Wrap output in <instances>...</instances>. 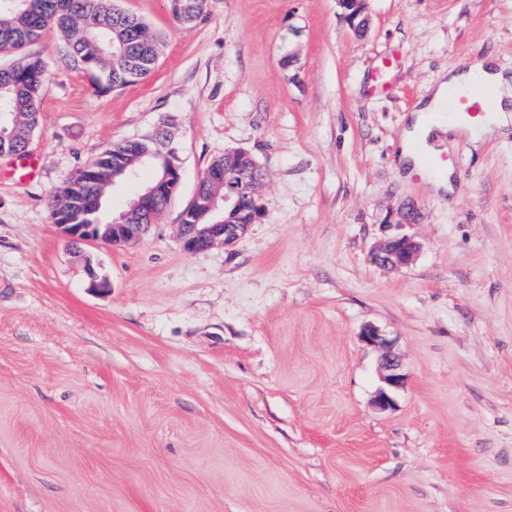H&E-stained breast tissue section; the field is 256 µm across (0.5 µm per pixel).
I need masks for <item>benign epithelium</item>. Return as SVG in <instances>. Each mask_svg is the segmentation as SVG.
<instances>
[{
    "label": "benign epithelium",
    "instance_id": "obj_1",
    "mask_svg": "<svg viewBox=\"0 0 512 512\" xmlns=\"http://www.w3.org/2000/svg\"><path fill=\"white\" fill-rule=\"evenodd\" d=\"M346 10V17L352 26L363 29L367 25L365 16V0H338ZM131 153L146 162L161 160L162 175L156 179L140 198L144 210L152 209L154 202L163 196L175 195L182 183V166L177 150L170 146V135L162 127L156 129L153 139L154 148L149 150L139 146L137 140H131ZM136 171L129 168L125 155L112 157V177L120 176L130 179ZM209 180L224 184V197L208 196L200 191L184 210L179 225L180 241L187 253L206 251L216 244H222L231 249L247 233L249 224H244L241 218L251 215L250 224L260 219L263 212L264 180L256 181L248 186L239 180L237 169L226 166L210 172ZM224 213V217L212 224H202L200 220L207 214ZM149 228L147 224H127L123 219L112 221L110 224H59L57 229L66 241L76 244L103 243L112 246L134 244L140 240ZM420 244L407 235L389 237L369 252L372 263L379 266H402L410 264L418 251ZM384 371L382 377L384 387L377 392L375 403L379 410L386 411L394 406L393 394L402 388L406 375L401 372L398 359L391 353H385L381 358Z\"/></svg>",
    "mask_w": 512,
    "mask_h": 512
}]
</instances>
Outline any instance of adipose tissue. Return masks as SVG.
I'll return each instance as SVG.
<instances>
[{
	"mask_svg": "<svg viewBox=\"0 0 512 512\" xmlns=\"http://www.w3.org/2000/svg\"><path fill=\"white\" fill-rule=\"evenodd\" d=\"M477 80L490 86L495 94L489 114L474 118L465 116L455 125L445 126L438 114L449 94L470 89ZM418 109L420 114L407 137L421 142L429 154L443 152L445 137L449 134L465 137L476 145L512 125V79L505 77L494 59L489 57L476 61L466 70L452 66L432 91L420 99Z\"/></svg>",
	"mask_w": 512,
	"mask_h": 512,
	"instance_id": "ef3b65f1",
	"label": "adipose tissue"
}]
</instances>
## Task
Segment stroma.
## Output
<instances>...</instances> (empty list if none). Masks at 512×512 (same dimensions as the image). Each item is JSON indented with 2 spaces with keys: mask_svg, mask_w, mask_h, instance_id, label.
Here are the masks:
<instances>
[{
  "mask_svg": "<svg viewBox=\"0 0 512 512\" xmlns=\"http://www.w3.org/2000/svg\"><path fill=\"white\" fill-rule=\"evenodd\" d=\"M120 6L163 37L144 80L98 89L54 35L23 50L48 78L40 174L0 179V512H512V130L450 146V195L399 163L444 69L512 76V0H366L360 35L337 0ZM162 124L178 195L135 244L67 246L50 193ZM230 148L264 214L187 254L180 215ZM392 234L411 264L370 261ZM387 349L407 381L382 412Z\"/></svg>",
  "mask_w": 512,
  "mask_h": 512,
  "instance_id": "1",
  "label": "stroma"
}]
</instances>
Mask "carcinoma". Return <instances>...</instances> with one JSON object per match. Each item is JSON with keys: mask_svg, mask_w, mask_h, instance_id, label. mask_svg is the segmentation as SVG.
Wrapping results in <instances>:
<instances>
[{"mask_svg": "<svg viewBox=\"0 0 512 512\" xmlns=\"http://www.w3.org/2000/svg\"><path fill=\"white\" fill-rule=\"evenodd\" d=\"M188 15L174 13L183 24L203 11L205 0H184ZM48 34L61 38L73 61L95 85L120 89L146 78L156 67L160 38L148 24L121 10L117 0H0V54L18 52ZM47 79L42 62L20 57L0 66V117L12 131L0 139V151L20 154L37 126L40 91ZM126 150L120 142L86 167L65 178L51 193L48 208L54 224H84L102 217L100 204L112 188V155Z\"/></svg>", "mask_w": 512, "mask_h": 512, "instance_id": "carcinoma-1", "label": "carcinoma"}]
</instances>
